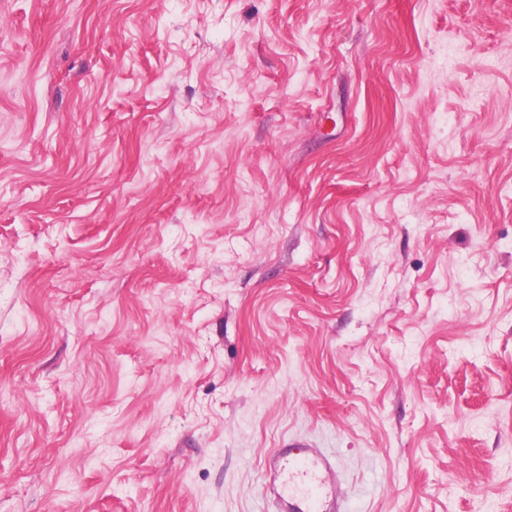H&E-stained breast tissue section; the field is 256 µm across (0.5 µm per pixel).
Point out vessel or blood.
Returning <instances> with one entry per match:
<instances>
[{
    "instance_id": "obj_1",
    "label": "vessel or blood",
    "mask_w": 512,
    "mask_h": 512,
    "mask_svg": "<svg viewBox=\"0 0 512 512\" xmlns=\"http://www.w3.org/2000/svg\"><path fill=\"white\" fill-rule=\"evenodd\" d=\"M271 477L278 483L275 512H341L332 506L339 477L330 459L320 450L294 454L291 445L273 451L268 458Z\"/></svg>"
}]
</instances>
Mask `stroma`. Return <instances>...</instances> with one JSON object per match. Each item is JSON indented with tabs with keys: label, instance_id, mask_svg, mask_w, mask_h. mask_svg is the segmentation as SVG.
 <instances>
[{
	"label": "stroma",
	"instance_id": "obj_1",
	"mask_svg": "<svg viewBox=\"0 0 512 512\" xmlns=\"http://www.w3.org/2000/svg\"><path fill=\"white\" fill-rule=\"evenodd\" d=\"M512 512V0H0V512ZM307 447L292 442L268 457L276 502L274 512H342L337 501L334 506L339 477L330 459L318 449L311 448L301 456L292 450ZM331 498L332 506L328 507L326 503Z\"/></svg>",
	"mask_w": 512,
	"mask_h": 512
}]
</instances>
